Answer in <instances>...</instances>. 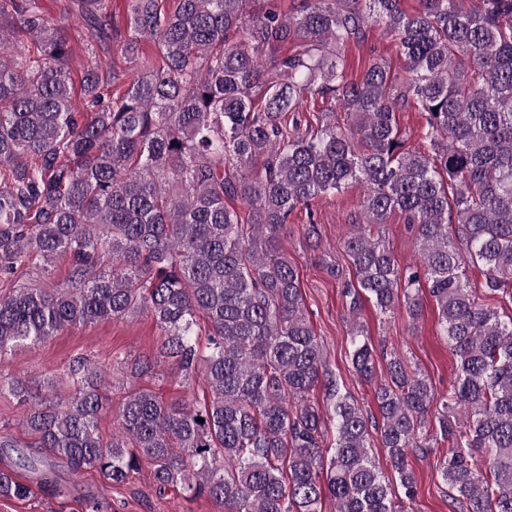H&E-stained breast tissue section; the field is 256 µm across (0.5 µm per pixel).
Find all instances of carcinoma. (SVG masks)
<instances>
[{
  "mask_svg": "<svg viewBox=\"0 0 512 512\" xmlns=\"http://www.w3.org/2000/svg\"><path fill=\"white\" fill-rule=\"evenodd\" d=\"M253 0H129L137 64L125 91L108 98L104 74L87 68L83 106L64 62L72 46L36 0H0V358L60 331L145 312L159 326V355L211 390L202 404H168L152 390L125 397L109 441L98 422L108 399L104 373L85 357L69 364L75 393L47 381L0 374L28 405L36 437L18 452L38 470L45 456L120 483L140 457L159 487L206 496L225 512H405L418 493L408 454L448 442L438 460L450 507L512 512V318L478 298L512 299V0H301L288 16L250 9ZM90 34L110 20L106 0H80ZM398 41L403 73L379 60L353 81L344 53L369 21ZM26 33L41 60L12 41ZM159 47L157 65L140 47ZM292 46L291 53L284 52ZM329 97L346 115L320 129L288 128L287 113ZM425 113L429 152L406 147L396 112ZM262 163L264 178L250 169ZM365 186L362 219L343 240L356 277L345 297L355 313L367 297L383 314L405 303L414 321L427 285L457 361L437 397L425 376L396 354L364 414L328 372L305 313L301 287L280 239L299 206ZM252 210L241 224L226 208ZM398 210L412 225L419 263L398 266L375 233ZM69 261L53 288L16 270ZM207 344L200 346V319ZM352 365L374 376L375 348L352 326ZM136 358L129 378L152 373ZM323 403L310 398L317 387ZM464 415L467 430L435 399ZM204 422H199V419ZM334 422L331 443L325 421ZM376 433L401 495L369 452ZM32 487L0 471V497Z\"/></svg>",
  "mask_w": 512,
  "mask_h": 512,
  "instance_id": "cac0c4a2",
  "label": "carcinoma"
}]
</instances>
